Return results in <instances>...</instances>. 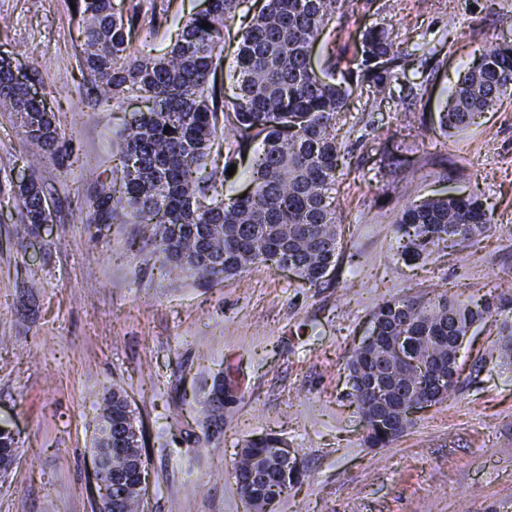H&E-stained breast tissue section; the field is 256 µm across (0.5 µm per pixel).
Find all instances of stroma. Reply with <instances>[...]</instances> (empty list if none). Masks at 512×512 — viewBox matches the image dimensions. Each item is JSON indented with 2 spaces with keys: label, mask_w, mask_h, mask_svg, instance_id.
Instances as JSON below:
<instances>
[{
  "label": "stroma",
  "mask_w": 512,
  "mask_h": 512,
  "mask_svg": "<svg viewBox=\"0 0 512 512\" xmlns=\"http://www.w3.org/2000/svg\"><path fill=\"white\" fill-rule=\"evenodd\" d=\"M71 0H0V51L27 71L56 115L55 155L30 149L0 112V425L18 440L0 476V512H97L93 439L105 390L128 400L144 435L146 512H250L232 467L247 440L287 441L300 475L273 512H498L512 506V92L463 131L439 127L458 76L490 41L512 44V0H346L311 50L344 75L359 35L389 31L407 54L392 98L354 92L336 125L340 254L312 285L258 263L207 285L161 266L126 215L86 221L140 101L99 103ZM207 0H114L137 53H163ZM217 134L208 170H236L224 194L252 188L250 156ZM33 174L52 221L23 231L15 176ZM471 195L489 221L427 259L402 253L413 202ZM501 313L477 322L457 383L386 447H372L347 393V361L391 299L437 293Z\"/></svg>",
  "instance_id": "stroma-1"
}]
</instances>
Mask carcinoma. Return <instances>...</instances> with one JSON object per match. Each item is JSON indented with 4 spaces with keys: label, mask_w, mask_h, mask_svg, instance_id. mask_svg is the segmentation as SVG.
Instances as JSON below:
<instances>
[{
    "label": "carcinoma",
    "mask_w": 512,
    "mask_h": 512,
    "mask_svg": "<svg viewBox=\"0 0 512 512\" xmlns=\"http://www.w3.org/2000/svg\"><path fill=\"white\" fill-rule=\"evenodd\" d=\"M343 0H266L235 50L236 90L227 101L215 85L223 58L227 21L237 0H212L189 18L170 50L139 58L131 52L128 23L113 0H77L85 22L82 47L85 68L97 98L103 102L142 99L146 111L127 124L120 156V178L88 197L87 222L110 224L126 210L135 224L152 225L155 252L161 264L189 270L200 280L239 274L256 263L288 262L308 283L320 282L336 265L338 241L332 193L341 145L334 134L336 116L352 95L349 84L332 72L318 77L310 64L313 43L341 8ZM208 26H202V23ZM400 52L383 29L361 37L356 87L376 99L390 93ZM512 88V45L496 44L459 76L450 91L440 125L445 133L468 127ZM12 113L26 128L30 144L53 155L58 150L56 116L46 101L30 94L16 80L12 57L0 53V111ZM230 119L239 148L261 140L251 169L253 191L244 197L202 205L210 190L193 179L205 164L220 119ZM171 130H165V127ZM17 207L24 232L34 234L52 216L36 177L17 184ZM488 222L474 197L448 195L413 203L404 210L399 230L407 238L404 254L425 259L430 248L450 238H466ZM491 305L471 308L440 295L423 304L389 300L374 315L378 340L354 350L348 371L373 369L384 363L383 386L355 384L350 396L362 415L414 390L427 402L442 400L456 379L452 355L459 339L490 314ZM409 342L408 360L398 357L399 339ZM100 426L94 445L116 419H134L115 390L100 405ZM399 430L390 418L368 420L366 441L385 447ZM278 438L250 439L234 470L245 471L269 459ZM283 493L271 481L247 491L250 499Z\"/></svg>",
    "instance_id": "carcinoma-1"
}]
</instances>
